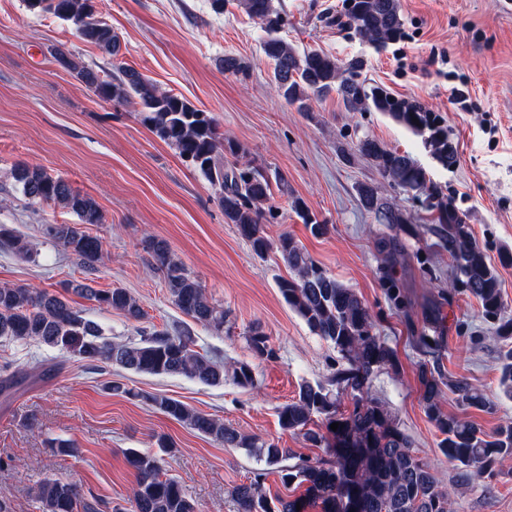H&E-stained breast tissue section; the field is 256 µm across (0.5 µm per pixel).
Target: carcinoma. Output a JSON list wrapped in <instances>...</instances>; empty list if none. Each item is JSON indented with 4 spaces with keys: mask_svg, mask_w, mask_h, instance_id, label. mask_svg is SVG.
Masks as SVG:
<instances>
[{
    "mask_svg": "<svg viewBox=\"0 0 512 512\" xmlns=\"http://www.w3.org/2000/svg\"><path fill=\"white\" fill-rule=\"evenodd\" d=\"M25 2L29 10L53 14L70 23L84 41L117 56L118 40L106 22L95 18L92 0ZM240 2L247 16L260 24L261 50L273 66L275 91L286 104L309 112L312 99L334 91L345 111L381 112L423 137L440 165L448 169L456 165L455 146L436 115L406 104L381 87L366 85L360 79L363 59L342 63L316 49L300 52L280 35L285 18L275 0ZM336 21L376 50L402 36L399 0H345ZM58 61L75 71L99 98L133 108L157 137L176 149L182 161L219 188L225 223L236 225L258 256L272 249L280 253L290 270V276L278 282L280 294L313 334L333 345L340 358L327 384H300L296 396L278 409L282 430L323 449V455L315 459L298 458L293 449L275 441L258 443L176 398L144 393L136 397L204 437L226 447L256 452L266 465L277 467L284 488L304 489L299 496L270 497L263 488L266 473L258 472L250 481L232 487L239 512H305L309 506H317L321 512H452L455 489L445 486L430 463L413 452L396 419L369 397L375 372L399 368L394 349L376 331L369 306L354 289L329 275L292 235L285 232L275 243L267 237L263 224L271 212L268 204L273 188L284 189V180L247 158L240 144L224 137L211 113L160 89L137 71L119 64L115 69L120 77H102L64 55L58 56ZM358 150L389 183L405 191L426 189V169L409 156L388 150L368 136L359 141ZM228 155L234 161L227 162ZM14 178L27 199L53 203L77 216V224L44 225V235L78 256L85 266L94 267L102 243L83 230V225L102 223L97 203L38 166L18 165ZM358 194L363 206L382 222H403L401 213L382 201L376 187L362 185ZM293 209L313 236L327 232V225L310 214L302 200H294ZM431 210L435 212L433 231L448 249L456 282L479 300L484 318L497 324L496 335L511 340L512 320L501 318L504 303L496 268L450 202L441 197ZM142 246L163 273L171 299L182 313L205 328L223 330L228 313L209 300L168 243L148 236ZM0 247L26 258L34 253L32 244L5 224L0 225ZM65 290L118 310L132 322L144 319L141 305L122 288L93 290L69 283ZM0 337L34 340L90 365L119 366L139 374L180 376L211 386L224 383L226 375L224 363L193 349L194 339L188 331L145 330L137 343L114 341L67 298L24 287L0 286ZM247 343L258 360L276 355L269 337L257 328L249 331ZM231 375L240 386L254 385V367L248 362L231 366ZM418 381L424 412L442 435L439 448L449 464L462 467V476L472 480L490 477L498 466L512 460V423L487 433L475 422L444 411L448 392L462 407L487 413L493 410L492 402L468 379L445 376L436 355L433 364L419 365ZM500 385L512 395V349L503 357ZM346 399L350 409L343 411L341 404ZM333 423L338 424L335 431ZM294 458V464L282 465ZM125 460L136 471L132 487L135 512H196L179 481L162 476L158 457L128 449ZM33 496L40 512H101L103 507L97 498L84 495L78 485L62 478L38 482Z\"/></svg>",
    "mask_w": 512,
    "mask_h": 512,
    "instance_id": "1",
    "label": "carcinoma"
}]
</instances>
